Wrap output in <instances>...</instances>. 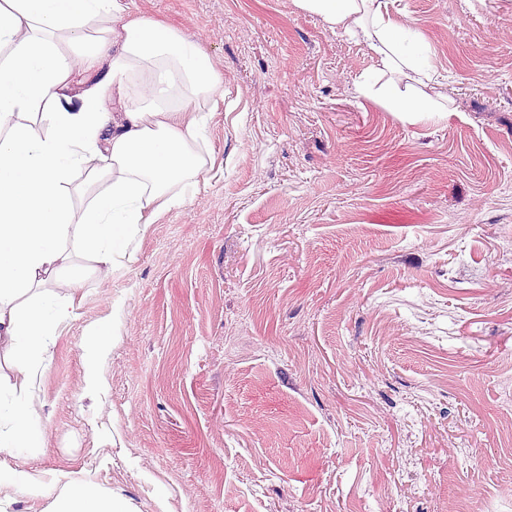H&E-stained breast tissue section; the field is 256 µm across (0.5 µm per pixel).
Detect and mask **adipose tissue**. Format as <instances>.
I'll list each match as a JSON object with an SVG mask.
<instances>
[{"instance_id":"obj_1","label":"adipose tissue","mask_w":512,"mask_h":512,"mask_svg":"<svg viewBox=\"0 0 512 512\" xmlns=\"http://www.w3.org/2000/svg\"><path fill=\"white\" fill-rule=\"evenodd\" d=\"M295 4L368 49L385 81L361 76L358 97L410 118L440 111L437 72L388 0ZM129 8L128 0H0V342L31 375L76 317L49 284L77 289L130 259L132 238L185 205L215 162L199 150L224 102L209 56L160 21L129 18ZM76 48L86 74L79 89L68 61ZM113 101L120 112H110ZM42 441L31 402L0 388V454L20 458ZM55 482L52 512H129L83 478Z\"/></svg>"}]
</instances>
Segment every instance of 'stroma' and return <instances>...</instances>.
Segmentation results:
<instances>
[{"mask_svg":"<svg viewBox=\"0 0 512 512\" xmlns=\"http://www.w3.org/2000/svg\"><path fill=\"white\" fill-rule=\"evenodd\" d=\"M130 9L210 56L215 165L84 281L35 387L0 344L45 483L0 512H50L61 472L131 512H512V0H389L448 98L414 120L294 0ZM112 333L110 320L88 326L84 334V357L87 366V383L92 391L99 388L98 363L106 353L107 338Z\"/></svg>","mask_w":512,"mask_h":512,"instance_id":"stroma-1","label":"stroma"}]
</instances>
